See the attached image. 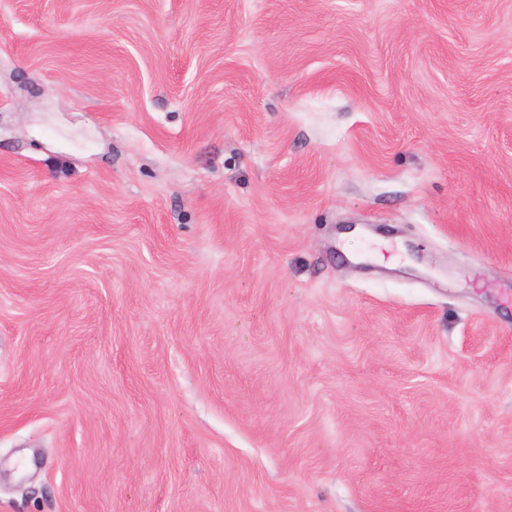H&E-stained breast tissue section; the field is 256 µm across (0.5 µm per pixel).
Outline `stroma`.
I'll return each mask as SVG.
<instances>
[{"label": "stroma", "instance_id": "obj_1", "mask_svg": "<svg viewBox=\"0 0 512 512\" xmlns=\"http://www.w3.org/2000/svg\"><path fill=\"white\" fill-rule=\"evenodd\" d=\"M0 512H512V0H0Z\"/></svg>", "mask_w": 512, "mask_h": 512}]
</instances>
